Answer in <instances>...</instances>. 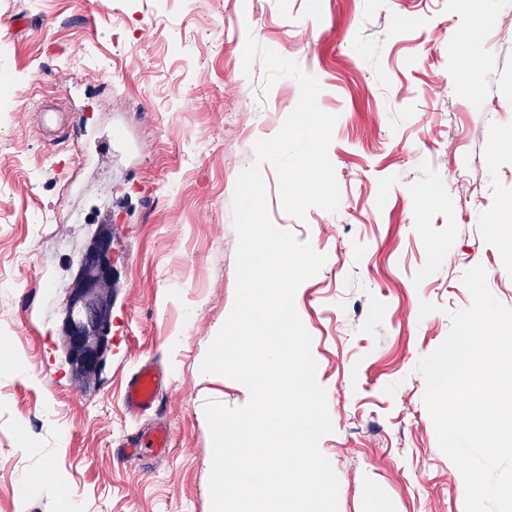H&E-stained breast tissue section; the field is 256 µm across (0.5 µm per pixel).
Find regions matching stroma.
Wrapping results in <instances>:
<instances>
[{
    "instance_id": "obj_1",
    "label": "stroma",
    "mask_w": 512,
    "mask_h": 512,
    "mask_svg": "<svg viewBox=\"0 0 512 512\" xmlns=\"http://www.w3.org/2000/svg\"><path fill=\"white\" fill-rule=\"evenodd\" d=\"M298 63L337 115V212L272 222L326 261L295 294L333 433L319 444L338 512H465L416 366L483 266L512 308V0H0V334L33 381L0 375V512H57L44 468L80 512H211L205 406L248 389L205 374L235 298L232 197L258 140L298 103L289 77L243 72L247 38ZM483 59L477 79L462 54ZM112 143L97 158L94 143ZM112 234V344L74 375L62 318L80 250ZM437 312L420 316L421 302ZM170 381L130 416V373ZM166 423L163 457L125 459L129 432ZM25 425L34 449L17 448Z\"/></svg>"
}]
</instances>
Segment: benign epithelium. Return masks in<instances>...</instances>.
<instances>
[{
  "label": "benign epithelium",
  "mask_w": 512,
  "mask_h": 512,
  "mask_svg": "<svg viewBox=\"0 0 512 512\" xmlns=\"http://www.w3.org/2000/svg\"><path fill=\"white\" fill-rule=\"evenodd\" d=\"M112 274V235L103 229L82 250L62 321L66 359L77 376L97 375L109 348L112 299L104 286L112 281Z\"/></svg>",
  "instance_id": "7a95c632"
}]
</instances>
